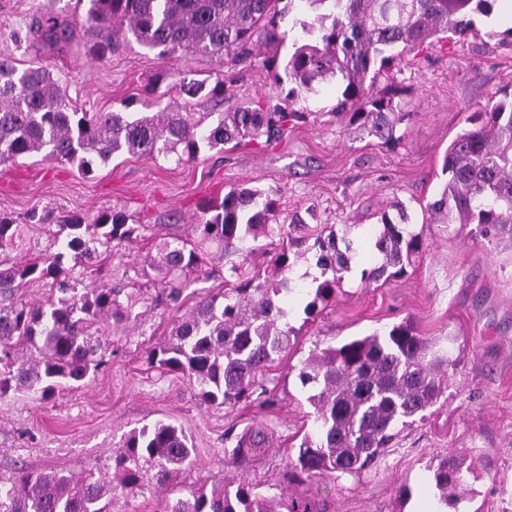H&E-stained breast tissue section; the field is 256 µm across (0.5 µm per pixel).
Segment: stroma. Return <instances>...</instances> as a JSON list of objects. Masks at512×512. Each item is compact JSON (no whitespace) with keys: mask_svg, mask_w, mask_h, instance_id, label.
<instances>
[{"mask_svg":"<svg viewBox=\"0 0 512 512\" xmlns=\"http://www.w3.org/2000/svg\"><path fill=\"white\" fill-rule=\"evenodd\" d=\"M86 9L84 0H0V48L9 49L18 68L49 67L79 111L91 113L164 109L177 93L153 79L168 67L233 85L227 110L253 98L284 104L290 85L281 78V61L291 50L290 36L313 18L299 5L283 8L277 25L286 43L275 53L255 47L245 62L164 58L133 41L98 61L83 44ZM48 15L66 19L74 30L54 54L43 52L36 34ZM473 20L479 36L424 45L380 77L379 87L391 83L402 90L396 102L407 118L396 142L349 135L346 119L333 114L341 89L330 81L309 95L307 118L268 144H228L179 162L123 156L88 175L36 156L0 163V213L17 222L34 209L88 220L112 209L139 225V238L114 247L102 272L85 269L80 277L92 286L106 275L141 297L126 324L98 325L106 363L92 381L47 401L27 393L0 398V478L19 467L111 475L112 449L124 435L163 420L181 424L190 436L191 465L170 485L146 472L137 494H116L114 512H160L165 501L187 497L199 485L239 479L268 496L309 499L323 512H437L430 475L451 452L471 454L475 474L458 512H512V238L491 241L456 224H433L425 210L447 180L444 153L468 128L469 116L490 98L512 94V15L504 0ZM273 56L278 65H267ZM233 189L279 191L284 208L306 224L332 226L353 241L357 257L335 300L317 317L304 313L306 289L289 294L284 307L297 336L265 375L263 392L216 408L180 374H160L148 363L150 349L186 309L166 300L164 283L146 259L160 241L190 234L204 203ZM398 201L407 206L423 247L402 275L364 286L362 271L378 262L380 217ZM203 249L205 271L187 277L188 291L199 297L223 288L229 266L216 243ZM405 320L457 361L440 402L424 419L399 427L377 464L360 475L288 483L285 472L313 428L311 390L298 379L303 361L313 350ZM257 433L265 437V451L225 466V457ZM403 485L412 491L404 505L397 499Z\"/></svg>","mask_w":512,"mask_h":512,"instance_id":"stroma-1","label":"stroma"}]
</instances>
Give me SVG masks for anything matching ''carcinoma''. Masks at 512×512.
I'll use <instances>...</instances> for the list:
<instances>
[{
    "instance_id": "carcinoma-1",
    "label": "carcinoma",
    "mask_w": 512,
    "mask_h": 512,
    "mask_svg": "<svg viewBox=\"0 0 512 512\" xmlns=\"http://www.w3.org/2000/svg\"><path fill=\"white\" fill-rule=\"evenodd\" d=\"M85 45L99 59L112 55L122 41H135L177 54L226 57L245 61L260 42L276 50L283 35L276 19L282 0H88ZM316 15L301 23V35L284 65L295 102L315 91V84L336 79L344 85L336 114L349 116L359 137L385 143L397 140L406 113L397 111L394 94L372 92L381 72L406 51L434 37L475 32L472 15H490L495 0H299ZM43 44L57 49L73 37L65 19L39 21ZM184 98L171 112L77 111L60 82L46 67L15 66L0 49V163L39 155L69 163L86 175L96 164L130 156L153 159L194 157L201 149L226 143L270 142L282 137L303 112H286L259 99L232 112H191V100L225 98L229 88L167 70L155 77ZM448 180L427 211L440 224H474L485 238L512 235V102L490 103L472 127L445 152ZM398 219L385 213L375 248L381 264L362 272L371 285L386 273H404L422 248L409 230L407 209ZM49 213L32 210L20 224L0 214V397L27 392L48 400L60 389L79 384L105 363L102 346L90 329L101 322L118 325L131 319L138 296L120 287H84L77 267L99 265L112 247L138 238L139 227L126 215L105 210L88 223L79 215L57 220L58 230L44 249H33L30 228L47 223ZM194 232L221 246L226 257L252 254L260 240L288 239L271 257L267 274L231 262V288L203 296L149 352L151 364L188 378L198 397L217 408L246 400L261 386L267 368L288 349L294 329L285 321L280 296L292 288L291 273L305 254L315 252L320 269L312 298L304 307L311 318L326 307L351 270V243L335 232L309 233L298 215L281 219L274 192L231 190L209 202ZM313 244H307L308 240ZM71 258L73 266H64ZM200 243L176 238L160 246L154 270L162 275L167 297L184 300L186 273L202 271ZM47 282L50 297L35 303L23 289ZM455 361L430 353V344L410 322L355 338L338 347L313 352L298 377L314 393V429L305 435L291 463L289 478L303 484L316 477L354 474L374 465L383 448L405 425L436 405ZM193 445L184 429L157 421L130 431L112 451V479L87 472H21L0 483V512H112L116 491L135 494L145 470H156L161 483L192 462ZM471 467L448 454L433 469L431 482L440 510L456 508L458 490ZM320 512L305 499L284 504L258 488L236 485L200 487L186 498L165 504L163 512Z\"/></svg>"
}]
</instances>
